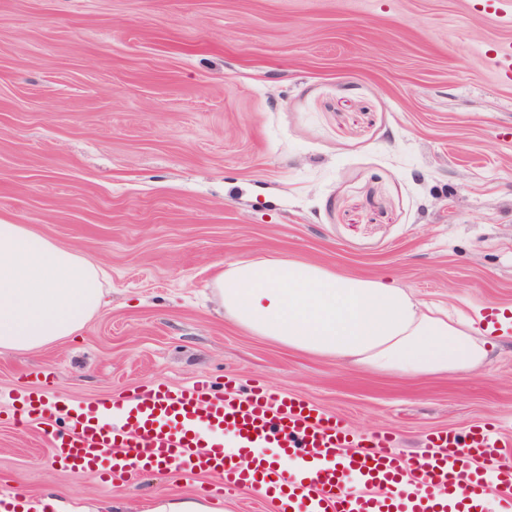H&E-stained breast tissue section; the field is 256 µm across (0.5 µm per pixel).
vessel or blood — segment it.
<instances>
[{
  "label": "vessel or blood",
  "instance_id": "1",
  "mask_svg": "<svg viewBox=\"0 0 512 512\" xmlns=\"http://www.w3.org/2000/svg\"><path fill=\"white\" fill-rule=\"evenodd\" d=\"M14 400L16 428L52 419L44 438L56 463L102 467L114 480L144 471L220 476L224 491L251 490L276 512H486L492 494L499 512H512V436L489 422L432 432L426 450L406 455L388 428L361 437L304 399L262 387L229 395L205 375L78 406L22 390ZM268 448L289 468L276 467Z\"/></svg>",
  "mask_w": 512,
  "mask_h": 512
}]
</instances>
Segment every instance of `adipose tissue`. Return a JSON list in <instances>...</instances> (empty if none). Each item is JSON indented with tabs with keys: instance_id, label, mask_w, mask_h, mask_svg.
I'll return each mask as SVG.
<instances>
[{
	"instance_id": "ef3b65f1",
	"label": "adipose tissue",
	"mask_w": 512,
	"mask_h": 512,
	"mask_svg": "<svg viewBox=\"0 0 512 512\" xmlns=\"http://www.w3.org/2000/svg\"><path fill=\"white\" fill-rule=\"evenodd\" d=\"M101 265L39 235L0 223V351L39 349L79 333L106 303ZM213 294L225 318L293 350L378 374L414 378L474 372L494 342L473 320L451 319L393 279L336 272L274 254L229 264ZM0 512H112L56 498L12 495Z\"/></svg>"
}]
</instances>
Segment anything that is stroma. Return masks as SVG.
I'll use <instances>...</instances> for the list:
<instances>
[{
    "mask_svg": "<svg viewBox=\"0 0 512 512\" xmlns=\"http://www.w3.org/2000/svg\"><path fill=\"white\" fill-rule=\"evenodd\" d=\"M512 26L479 0H0V222L97 260L108 305L73 338L0 354V494L125 505L201 479L63 471L12 395L81 404L237 377L411 454L431 430L512 434V334L483 369L382 376L252 336L219 269L285 253L389 276L457 318L512 310Z\"/></svg>",
    "mask_w": 512,
    "mask_h": 512,
    "instance_id": "stroma-1",
    "label": "stroma"
}]
</instances>
